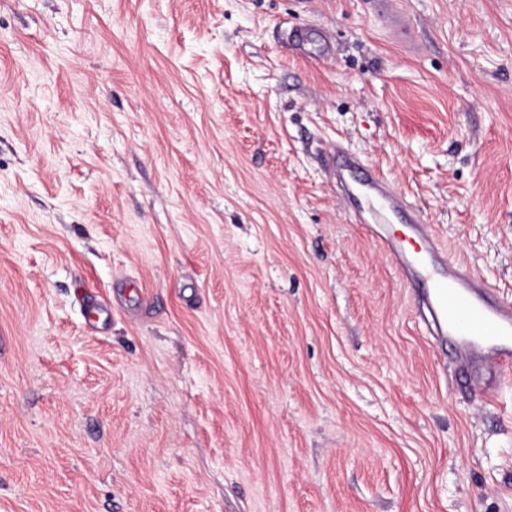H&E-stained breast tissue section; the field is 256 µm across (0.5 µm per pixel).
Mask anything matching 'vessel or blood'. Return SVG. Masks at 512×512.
<instances>
[{
	"label": "vessel or blood",
	"mask_w": 512,
	"mask_h": 512,
	"mask_svg": "<svg viewBox=\"0 0 512 512\" xmlns=\"http://www.w3.org/2000/svg\"><path fill=\"white\" fill-rule=\"evenodd\" d=\"M370 6L393 39L413 44L402 0H370ZM331 161L339 181L356 187L352 201L357 209L378 203L394 217L414 224L421 239L418 251L407 252L389 237L382 238L381 245L406 281L423 282L416 295L419 318L432 339L447 346L465 390L483 402H497L503 381L512 372V301L494 298L471 266L448 252L424 218L390 192L366 159L336 150Z\"/></svg>",
	"instance_id": "vessel-or-blood-1"
}]
</instances>
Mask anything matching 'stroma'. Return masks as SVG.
Listing matches in <instances>:
<instances>
[{
  "instance_id": "obj_1",
  "label": "stroma",
  "mask_w": 512,
  "mask_h": 512,
  "mask_svg": "<svg viewBox=\"0 0 512 512\" xmlns=\"http://www.w3.org/2000/svg\"><path fill=\"white\" fill-rule=\"evenodd\" d=\"M0 0V512H512L325 158L512 300V0ZM310 23L331 41L308 58ZM402 3L401 0H370L372 11L385 23L393 39L413 47L414 33Z\"/></svg>"
}]
</instances>
